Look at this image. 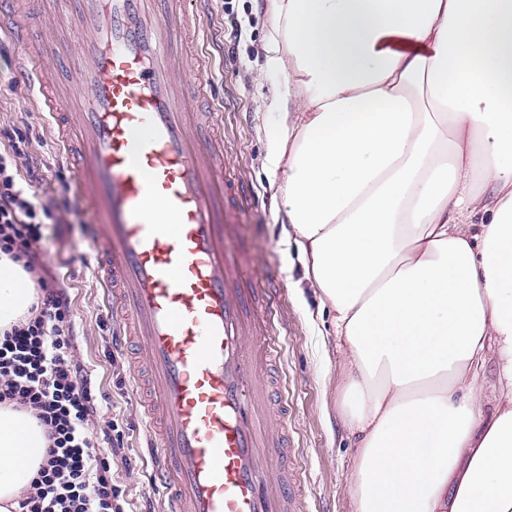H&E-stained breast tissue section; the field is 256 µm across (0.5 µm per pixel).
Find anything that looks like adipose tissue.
Here are the masks:
<instances>
[{
  "label": "adipose tissue",
  "instance_id": "ef3b65f1",
  "mask_svg": "<svg viewBox=\"0 0 512 512\" xmlns=\"http://www.w3.org/2000/svg\"><path fill=\"white\" fill-rule=\"evenodd\" d=\"M267 14L266 69L284 77L267 164L334 313L361 441L354 512H512V0H269ZM34 296L0 252V330ZM45 443L0 407V512Z\"/></svg>",
  "mask_w": 512,
  "mask_h": 512
}]
</instances>
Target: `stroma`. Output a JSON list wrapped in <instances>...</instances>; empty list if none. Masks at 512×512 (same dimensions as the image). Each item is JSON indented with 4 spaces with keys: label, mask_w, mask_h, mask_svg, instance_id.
Returning <instances> with one entry per match:
<instances>
[{
    "label": "stroma",
    "mask_w": 512,
    "mask_h": 512,
    "mask_svg": "<svg viewBox=\"0 0 512 512\" xmlns=\"http://www.w3.org/2000/svg\"><path fill=\"white\" fill-rule=\"evenodd\" d=\"M241 28L233 38V28ZM198 45L210 60L204 93L194 106H207L222 119L215 132L232 171L251 192L250 207L229 246L245 254L265 292L266 314L283 346L270 376L282 387L288 410V437L294 449V490L304 512H354L347 482L359 454L358 439L343 424V380L336 369L333 314L324 309L305 278L277 215L281 177L266 166L269 107L282 75L257 80L268 29L266 0H208L199 24ZM24 47L0 36V152L20 143V175L34 173L47 213L39 248L51 275L72 299L76 357L91 383L110 394L99 403L95 424L115 421L125 432L131 469L112 464V482L121 490V512H160L164 490L151 479V438L142 420L132 380L135 363L116 334L118 321L105 306L88 228L70 185V171L55 140L52 118L36 104L24 69Z\"/></svg>",
    "instance_id": "35a3bbf8"
}]
</instances>
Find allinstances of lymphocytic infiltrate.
Returning a JSON list of instances; mask_svg holds the SVG:
<instances>
[{
    "label": "lymphocytic infiltrate",
    "mask_w": 512,
    "mask_h": 512,
    "mask_svg": "<svg viewBox=\"0 0 512 512\" xmlns=\"http://www.w3.org/2000/svg\"><path fill=\"white\" fill-rule=\"evenodd\" d=\"M16 166L0 154V249L35 275L38 298L27 317L0 331V405L31 413L47 440L17 512H117L112 462L122 455L124 434L113 422L89 429L103 394L73 354L69 298L35 249L46 209L17 180Z\"/></svg>",
    "instance_id": "f902f5d3"
}]
</instances>
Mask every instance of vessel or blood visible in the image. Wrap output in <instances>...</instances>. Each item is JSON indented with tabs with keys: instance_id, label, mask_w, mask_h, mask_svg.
Returning a JSON list of instances; mask_svg holds the SVG:
<instances>
[{
	"instance_id": "vessel-or-blood-1",
	"label": "vessel or blood",
	"mask_w": 512,
	"mask_h": 512,
	"mask_svg": "<svg viewBox=\"0 0 512 512\" xmlns=\"http://www.w3.org/2000/svg\"><path fill=\"white\" fill-rule=\"evenodd\" d=\"M21 0L0 30L30 43ZM34 92L95 219L97 272L143 368L136 379L167 512H301L287 418L257 413L281 346L251 269L224 251L250 202L188 111L207 62L186 51L188 0H42Z\"/></svg>"
}]
</instances>
